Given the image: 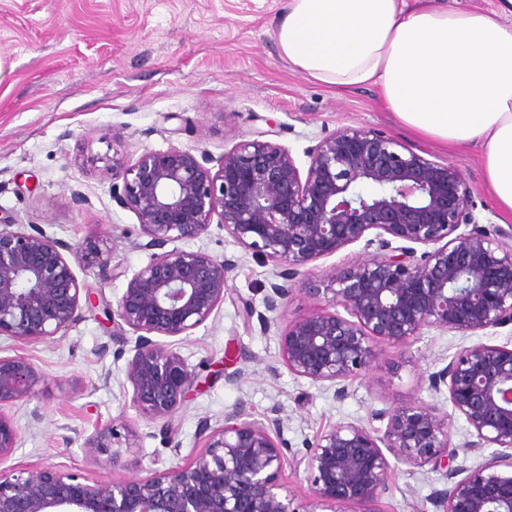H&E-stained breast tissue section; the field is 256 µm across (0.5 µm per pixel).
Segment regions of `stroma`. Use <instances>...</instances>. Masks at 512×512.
<instances>
[{
    "label": "stroma",
    "mask_w": 512,
    "mask_h": 512,
    "mask_svg": "<svg viewBox=\"0 0 512 512\" xmlns=\"http://www.w3.org/2000/svg\"><path fill=\"white\" fill-rule=\"evenodd\" d=\"M289 0H0V218L39 224L75 246L107 241L119 278L95 268L76 274L95 307L57 336L25 343L0 337V354L24 355L42 373L39 393L8 408L20 432L11 467L56 466L94 481L143 478L184 463L202 450L203 425L219 427L224 413L246 400L252 421L282 418L290 453L335 424L382 430L381 410L412 401L448 415L456 466L471 470L490 449L464 451L465 419L453 413L447 391L428 378L448 365L472 336L430 332L402 348H386L379 364L348 383L336 398L329 386L291 374L277 331L261 332L246 304H261L274 266L246 251L223 229L192 241L235 268L217 311L178 349L208 381L172 418L163 439L159 424L140 417L125 368L123 337L103 325V307L115 303L126 276L143 267L136 216L112 199L102 156L136 159L169 145L217 158L257 131L289 149L299 167L324 137L343 127L372 129L427 159L454 166L471 192L480 222L512 223L484 187L479 149L452 151L399 124L373 87L339 92L291 70L274 31ZM85 194L86 204L71 200ZM240 384L228 383L237 371ZM104 424L131 427L133 447L116 463L97 464L86 440ZM380 512H436L447 488L444 471L398 462Z\"/></svg>",
    "instance_id": "stroma-1"
}]
</instances>
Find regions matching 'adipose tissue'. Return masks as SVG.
<instances>
[{
  "mask_svg": "<svg viewBox=\"0 0 512 512\" xmlns=\"http://www.w3.org/2000/svg\"><path fill=\"white\" fill-rule=\"evenodd\" d=\"M275 40L292 69L378 87L415 132L479 147L485 186L512 214V24L442 0H289Z\"/></svg>",
  "mask_w": 512,
  "mask_h": 512,
  "instance_id": "obj_1",
  "label": "adipose tissue"
}]
</instances>
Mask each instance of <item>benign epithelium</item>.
<instances>
[{"label":"benign epithelium","mask_w":512,"mask_h":512,"mask_svg":"<svg viewBox=\"0 0 512 512\" xmlns=\"http://www.w3.org/2000/svg\"><path fill=\"white\" fill-rule=\"evenodd\" d=\"M260 132L217 159L175 145L129 161L104 156L112 199L137 218L150 252L127 278L106 320L134 336L126 364L132 401L142 418L170 430L171 419L199 373L177 342L224 303L233 263L183 243L216 223L247 251L273 263L264 310L249 303L248 318L263 331L288 304L292 283L330 296L337 311L284 319L279 340L290 373L347 395L348 382L382 356V344L407 345L437 330L464 336L512 325V227L487 228L470 209V191L448 164L404 153L393 138L370 129L341 128L308 152L301 173L290 151ZM467 232H459L461 226ZM377 231L378 255L321 279L317 262ZM402 245L395 246L393 242ZM426 250L417 253V247ZM83 267L110 270L107 246L72 248L39 224L0 227V336L39 342L69 328L81 303L92 304L64 252ZM42 374L22 355H0V465L19 434L4 408L36 395ZM448 389L454 412L469 427L463 449L492 448L473 470L453 466L448 415L421 402L380 413L384 431L338 423L321 433L294 467H304L308 498L298 501L281 483L287 459L283 421L248 420L245 402L210 429L191 460L145 478L89 481L58 467L0 468V512H365L390 490L386 453L414 468H444L448 488L438 512H512V348L475 343L429 376ZM116 433L99 428L86 447L115 460Z\"/></svg>","instance_id":"obj_1"}]
</instances>
